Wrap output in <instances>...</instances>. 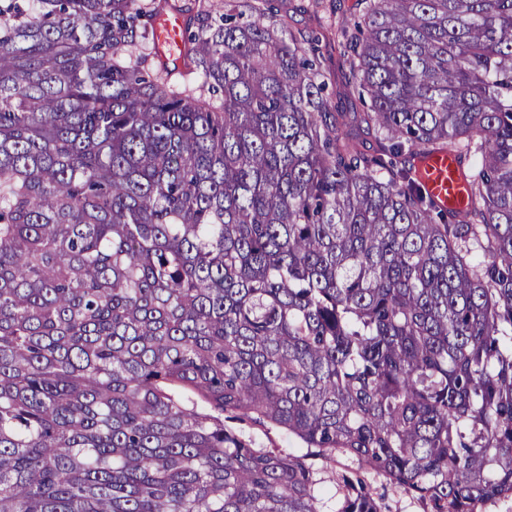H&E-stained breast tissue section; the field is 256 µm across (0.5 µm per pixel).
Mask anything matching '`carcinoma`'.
Instances as JSON below:
<instances>
[{"mask_svg": "<svg viewBox=\"0 0 512 512\" xmlns=\"http://www.w3.org/2000/svg\"><path fill=\"white\" fill-rule=\"evenodd\" d=\"M264 2L0 0V512H321L227 418L512 495V0H365L363 112ZM450 142L459 212L413 166ZM183 21L178 15L167 16L162 20V27L158 31V38L169 53L170 58L177 55V50L181 48L183 36Z\"/></svg>", "mask_w": 512, "mask_h": 512, "instance_id": "1", "label": "carcinoma"}]
</instances>
